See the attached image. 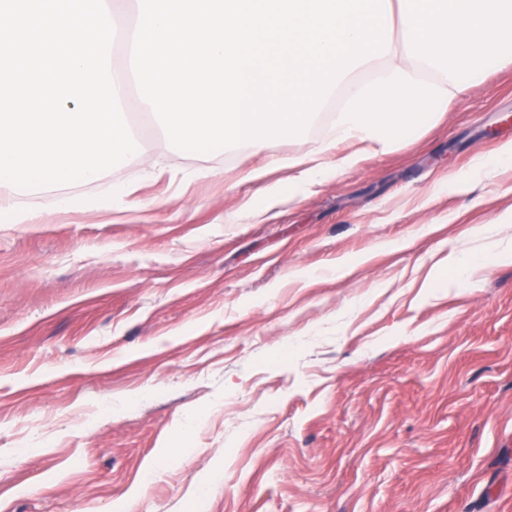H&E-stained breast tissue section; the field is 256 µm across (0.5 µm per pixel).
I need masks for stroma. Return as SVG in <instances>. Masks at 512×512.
<instances>
[{
    "label": "stroma",
    "instance_id": "1",
    "mask_svg": "<svg viewBox=\"0 0 512 512\" xmlns=\"http://www.w3.org/2000/svg\"><path fill=\"white\" fill-rule=\"evenodd\" d=\"M510 115L495 60L258 221L322 119L193 154L126 99L133 155L0 223V512H512Z\"/></svg>",
    "mask_w": 512,
    "mask_h": 512
}]
</instances>
